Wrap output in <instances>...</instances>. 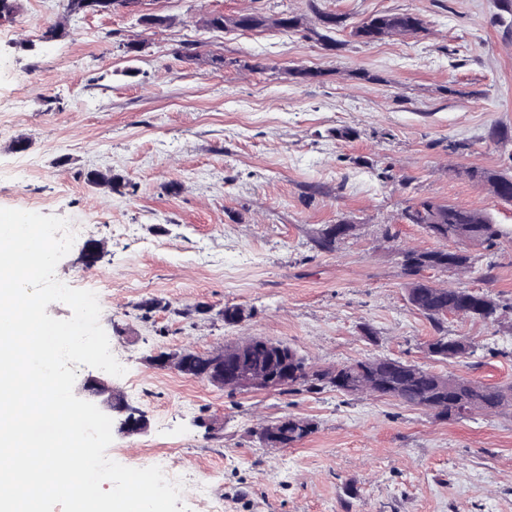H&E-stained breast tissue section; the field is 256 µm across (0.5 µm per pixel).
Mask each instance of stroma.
Wrapping results in <instances>:
<instances>
[{
    "label": "stroma",
    "mask_w": 512,
    "mask_h": 512,
    "mask_svg": "<svg viewBox=\"0 0 512 512\" xmlns=\"http://www.w3.org/2000/svg\"><path fill=\"white\" fill-rule=\"evenodd\" d=\"M64 4L20 0L0 25V208L82 227L56 275L97 294L126 369L113 384L148 419L140 435H115L108 455H164L186 477L188 512H209L196 493L206 480L224 512H512L511 413L441 420L331 387L233 393L149 360L264 337L314 368L380 354L512 382V312L500 325L448 318L472 353L435 361L398 255L446 246L402 220L408 205L486 212L504 231L497 246L466 243L470 268L425 277L512 303V201L466 175L512 170L490 138L512 129V14L498 0H156L173 22L147 29L121 11L69 20ZM215 11L288 14L301 28L213 30L202 20ZM324 12L344 21L330 47L307 36ZM381 13L415 14L425 30L358 42L353 30ZM58 21L60 36L42 41ZM130 39L144 45L137 55L121 47ZM93 170L124 187L89 183ZM331 224L353 231L328 253L314 239ZM148 298L163 306L146 318ZM227 306L245 320L218 319ZM289 416L313 433L280 449L255 438Z\"/></svg>",
    "instance_id": "35a3bbf8"
}]
</instances>
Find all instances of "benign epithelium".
<instances>
[{
  "mask_svg": "<svg viewBox=\"0 0 512 512\" xmlns=\"http://www.w3.org/2000/svg\"><path fill=\"white\" fill-rule=\"evenodd\" d=\"M151 2L153 0H86L90 15L124 11L140 17L159 14L151 7ZM154 363L188 378L202 379L216 388L239 392L284 391L298 386L306 375L327 382L336 381V369L305 368L297 361L292 347L262 338L224 346L206 354L190 348L175 349L155 356ZM78 394L109 416L119 433L129 437L146 430L145 415L131 412L123 395L105 379L88 377ZM279 428L280 431L274 433L270 424H261L256 428L259 441L269 448H286L308 436L302 422L292 434L288 433L286 418L279 423Z\"/></svg>",
  "mask_w": 512,
  "mask_h": 512,
  "instance_id": "7a95c632",
  "label": "benign epithelium"
}]
</instances>
